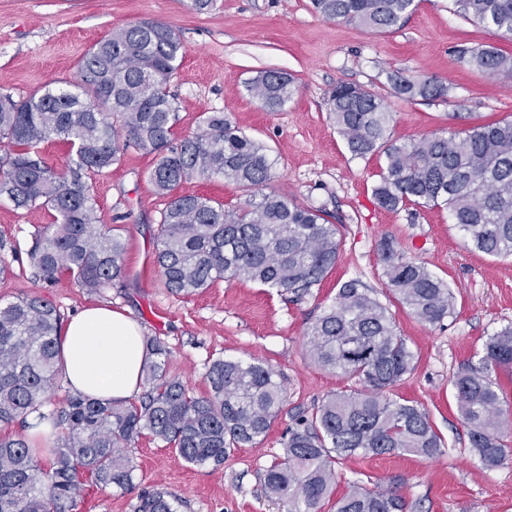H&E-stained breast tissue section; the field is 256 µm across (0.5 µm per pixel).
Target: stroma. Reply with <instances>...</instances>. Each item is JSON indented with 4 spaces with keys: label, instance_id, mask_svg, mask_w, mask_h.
<instances>
[{
    "label": "stroma",
    "instance_id": "1",
    "mask_svg": "<svg viewBox=\"0 0 512 512\" xmlns=\"http://www.w3.org/2000/svg\"><path fill=\"white\" fill-rule=\"evenodd\" d=\"M146 18L172 27L185 46L169 85L179 106L176 138L199 132L204 113H224L266 146L274 163L269 191L339 218L342 246L335 268L297 302L246 281H220L188 298L172 295L156 263L166 200L149 181L152 157L132 149L91 180L100 223L122 230L124 276L97 294L65 277L46 289L34 274L29 250L35 232L51 221L48 211L19 210L0 198V258L12 267L10 276L0 277V304L42 291L65 319L92 305L128 310L144 338L168 350V376L199 395L206 390L209 364L224 357L261 360L284 384L283 412L263 441L232 450L216 467L186 464L162 441L141 436L126 449L133 489L90 493L79 512H135L140 495L156 489L179 498V512H285L265 498L259 477L278 461L295 410L312 409L352 384L314 362L306 336L351 279L376 290L414 352L415 368L394 392L428 410L444 446L432 458L337 460L336 494L352 482L378 483L402 495L409 512H512V460L487 469L470 452L452 385L461 364L512 322V257L470 251L447 211L410 204L381 208L373 189L384 154L354 156L326 111L331 89L345 82L384 97L394 136L402 141L511 117L512 78H488L459 63L455 51L464 45L511 52L512 40L463 20L454 0H417L414 13L381 34L324 20L311 12L309 0H213L202 12L191 0H0V88L17 97L51 82L77 91L85 53L112 31ZM259 70L295 77L298 91L280 111H267L248 95L245 83ZM397 73L438 78L448 94L406 101L391 90L390 77ZM178 191L229 209L248 198L219 178H193ZM386 237L448 283L455 294L453 315L437 325L421 323L389 293L378 256Z\"/></svg>",
    "mask_w": 512,
    "mask_h": 512
}]
</instances>
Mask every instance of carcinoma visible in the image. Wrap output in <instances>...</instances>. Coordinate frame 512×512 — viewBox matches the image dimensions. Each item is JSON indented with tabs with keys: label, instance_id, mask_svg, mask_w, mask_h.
<instances>
[{
	"label": "carcinoma",
	"instance_id": "carcinoma-1",
	"mask_svg": "<svg viewBox=\"0 0 512 512\" xmlns=\"http://www.w3.org/2000/svg\"><path fill=\"white\" fill-rule=\"evenodd\" d=\"M327 21L385 31L411 15L415 0H311ZM470 22L512 35V0H455ZM185 47L172 28L144 20L112 32L80 61L81 92L45 87L18 99L0 91V196L22 210L45 209L53 223L38 231L29 258L51 287L68 275L99 293L125 273V243L117 229L98 224L89 180L133 148L153 156L149 180L169 198L162 212L156 261L170 292L189 297L218 281H251L299 301L336 265L341 239L333 215L263 188L272 179L266 149L222 112L202 116L200 132L174 138L178 106L169 83ZM457 60L490 78L512 75V52L457 49ZM396 96L411 102L447 96L433 78H391ZM246 90L270 111L296 91L281 71H260ZM327 111L350 152L385 155L373 194L377 204L448 210L466 245L492 257H512V119L434 133L410 141L392 134L393 115L368 88L340 83ZM62 140L70 163L59 172L40 145ZM220 177L250 192L245 205L226 209L202 195H178L186 180ZM379 260L389 290L424 324L454 314V293L424 264L408 259L389 238ZM60 313L41 294L0 305V423L36 413L62 427L48 462L21 435L0 437V512H74L90 486L132 484L133 466L123 448L148 434L174 448L190 465L224 464L234 448L261 441L282 413L285 389L259 360L216 359L206 374L208 392L196 395L167 375L168 351L146 341L138 402L99 400L76 392L60 409L42 411L56 384ZM308 348L322 367L363 383L327 396L312 411L292 415L280 460L262 475L265 495L287 512H407L396 491L353 485L331 501L334 464L354 455L433 457L443 447L429 413L417 402L389 395L413 369L415 354L398 334L388 307L357 279L344 282L333 304L307 330ZM512 368V322L465 362L453 386L471 452L486 468L512 456L505 431L512 415L492 379ZM137 512H177L166 491L140 498Z\"/></svg>",
	"mask_w": 512,
	"mask_h": 512
}]
</instances>
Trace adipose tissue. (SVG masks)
<instances>
[{
  "mask_svg": "<svg viewBox=\"0 0 512 512\" xmlns=\"http://www.w3.org/2000/svg\"><path fill=\"white\" fill-rule=\"evenodd\" d=\"M61 358L64 376L75 391L130 399L139 391L146 361L141 328L127 311L84 308L64 328Z\"/></svg>",
  "mask_w": 512,
  "mask_h": 512,
  "instance_id": "ef3b65f1",
  "label": "adipose tissue"
}]
</instances>
